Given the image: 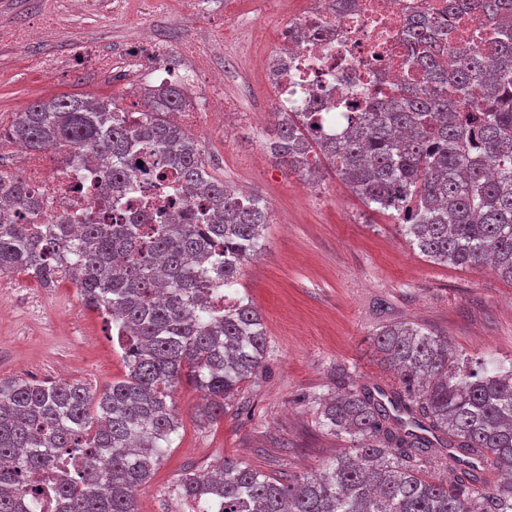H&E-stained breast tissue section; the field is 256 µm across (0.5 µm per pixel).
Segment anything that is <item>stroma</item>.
Returning <instances> with one entry per match:
<instances>
[{
	"label": "stroma",
	"instance_id": "obj_1",
	"mask_svg": "<svg viewBox=\"0 0 512 512\" xmlns=\"http://www.w3.org/2000/svg\"><path fill=\"white\" fill-rule=\"evenodd\" d=\"M141 16V0H0V119L62 94L112 98L132 108V85L147 66L125 59L138 37L190 67L194 34H226L192 84L195 99L223 100V123L202 118L200 137L212 174L269 208L263 253L241 269L239 291L262 316L266 367L243 382L223 419L201 418L203 395L178 385L171 401L180 428L152 478L139 487L140 512H175L184 473L238 459L273 476L321 469L349 444L320 423L319 401L337 391V367L357 386L395 380L373 336L414 323L446 336L470 361L512 362V282L491 267L461 269L413 249L395 219L369 210L331 170L305 184L263 143L278 99L253 57L274 50L277 24L257 21L258 0H168ZM37 30L33 39L23 32ZM117 342L67 281L0 275V379L81 382L102 390L123 379Z\"/></svg>",
	"mask_w": 512,
	"mask_h": 512
}]
</instances>
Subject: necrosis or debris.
I'll return each mask as SVG.
<instances>
[{"label": "necrosis or debris", "instance_id": "1", "mask_svg": "<svg viewBox=\"0 0 512 512\" xmlns=\"http://www.w3.org/2000/svg\"><path fill=\"white\" fill-rule=\"evenodd\" d=\"M349 2L333 11L323 0H309L306 11L288 13L276 48L285 72L276 87L281 108L319 113L331 137L348 126V113L372 107L376 96L393 98L410 81L415 72L414 46L407 35L412 15L421 12L440 21L456 48L476 41L485 28L478 0H461V9L454 11L448 10V0ZM3 144L16 159L12 175L30 187L47 222L84 223L101 198L112 194L110 165L69 164L53 151L28 152L10 140L0 123ZM139 159L114 213L116 223H143L140 198L176 189L175 183L157 179L153 156L143 153Z\"/></svg>", "mask_w": 512, "mask_h": 512}]
</instances>
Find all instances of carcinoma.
<instances>
[{
  "mask_svg": "<svg viewBox=\"0 0 512 512\" xmlns=\"http://www.w3.org/2000/svg\"><path fill=\"white\" fill-rule=\"evenodd\" d=\"M495 36L449 70L448 33L426 15L409 20L422 75L404 97L356 112L343 134H322L315 112H276L272 153L307 176L311 159L336 173L373 211L391 210L408 242L435 263H491L512 281V0H480ZM183 87L141 90L140 108L61 95L15 114L11 135L31 152L112 165L121 187L140 147L163 172L208 201L182 214L174 195L152 205L157 223L35 229L28 186L0 175V192L32 212L0 210V274L22 269L46 285L72 254L65 278L86 306L112 313L126 374L101 392L79 382L0 379V512H40L49 459L63 465L51 489L60 512H139L136 491L171 448L179 420L168 403L182 380L204 393L208 421L263 367L267 338L246 297L224 310L218 290L239 285L264 249L268 207L216 178L199 141L176 120ZM373 342L395 373L387 388L351 387L322 402V425L351 453L316 475L284 480L236 459L188 474L178 497L202 512H512V366L472 364L448 339L408 323ZM107 458L105 471L99 459ZM450 458L448 474L420 476Z\"/></svg>",
  "mask_w": 512,
  "mask_h": 512,
  "instance_id": "carcinoma-1",
  "label": "carcinoma"
}]
</instances>
